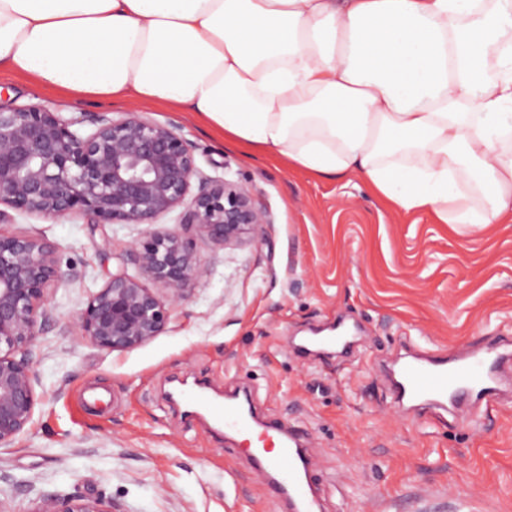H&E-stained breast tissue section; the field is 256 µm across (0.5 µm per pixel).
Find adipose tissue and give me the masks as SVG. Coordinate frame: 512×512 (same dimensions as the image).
Returning a JSON list of instances; mask_svg holds the SVG:
<instances>
[{
	"label": "adipose tissue",
	"mask_w": 512,
	"mask_h": 512,
	"mask_svg": "<svg viewBox=\"0 0 512 512\" xmlns=\"http://www.w3.org/2000/svg\"><path fill=\"white\" fill-rule=\"evenodd\" d=\"M180 109L437 223H512V0H0V71Z\"/></svg>",
	"instance_id": "ef3b65f1"
}]
</instances>
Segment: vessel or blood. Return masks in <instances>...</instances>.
<instances>
[{
    "instance_id": "b4317fda",
    "label": "vessel or blood",
    "mask_w": 512,
    "mask_h": 512,
    "mask_svg": "<svg viewBox=\"0 0 512 512\" xmlns=\"http://www.w3.org/2000/svg\"><path fill=\"white\" fill-rule=\"evenodd\" d=\"M512 352L489 345L480 349L463 348L452 356L435 355L404 362L392 383L397 402L416 403L435 408H450L458 424L469 425L468 404L491 401L499 388V368ZM184 407L206 415L218 433H242L252 418L239 400L220 402L202 387L185 394ZM266 432L279 438L276 454L254 455V466L274 496L288 505L289 512H320L314 495L312 461L301 438L277 423L265 426Z\"/></svg>"
}]
</instances>
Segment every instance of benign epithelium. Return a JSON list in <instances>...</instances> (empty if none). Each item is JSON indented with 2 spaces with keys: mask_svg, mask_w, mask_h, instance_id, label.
Listing matches in <instances>:
<instances>
[{
  "mask_svg": "<svg viewBox=\"0 0 512 512\" xmlns=\"http://www.w3.org/2000/svg\"><path fill=\"white\" fill-rule=\"evenodd\" d=\"M83 123L45 104L0 106V205L45 218L81 212L104 224H155L179 211L180 230L130 244L124 266L89 293L74 323L98 348L127 352L161 335L189 284L207 273L197 243L236 245L270 219L243 184L202 175L195 147L176 128L138 112L99 115L86 135ZM60 278L53 243L0 233V446L33 420L30 352L48 319V287ZM31 512L112 508L75 491L43 496Z\"/></svg>",
  "mask_w": 512,
  "mask_h": 512,
  "instance_id": "benign-epithelium-1",
  "label": "benign epithelium"
}]
</instances>
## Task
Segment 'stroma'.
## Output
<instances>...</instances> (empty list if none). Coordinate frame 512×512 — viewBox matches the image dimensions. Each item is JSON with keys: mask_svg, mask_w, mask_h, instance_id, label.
<instances>
[{"mask_svg": "<svg viewBox=\"0 0 512 512\" xmlns=\"http://www.w3.org/2000/svg\"><path fill=\"white\" fill-rule=\"evenodd\" d=\"M0 103H51L66 115L136 111L176 127L206 176L247 185L270 222L252 242L199 245L209 267L166 330L107 352L72 325L88 294L158 225L56 219L0 207V231L56 246L62 279L32 354L40 401L26 433L0 447V512H32L81 489L116 512H277L246 449L185 417L168 393L205 381L215 394L251 388L263 421L311 441L323 512H512V402L478 427L441 411L399 409L379 366L403 342L452 350L512 335V223L459 231L425 211L392 209L359 179L316 178L249 158L191 115L136 102L72 103L28 78L0 74ZM349 326L345 355L304 357L303 336ZM112 395L94 412L91 388Z\"/></svg>", "mask_w": 512, "mask_h": 512, "instance_id": "stroma-1", "label": "stroma"}]
</instances>
